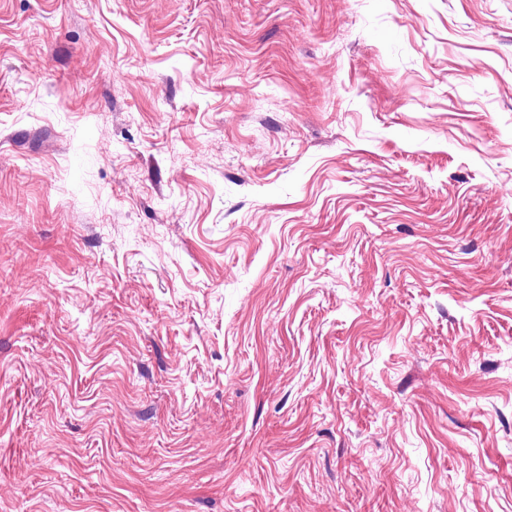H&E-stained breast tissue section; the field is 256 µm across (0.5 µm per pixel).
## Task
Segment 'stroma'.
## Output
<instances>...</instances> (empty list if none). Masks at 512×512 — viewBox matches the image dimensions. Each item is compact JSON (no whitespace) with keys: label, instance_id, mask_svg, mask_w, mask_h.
<instances>
[{"label":"stroma","instance_id":"stroma-1","mask_svg":"<svg viewBox=\"0 0 512 512\" xmlns=\"http://www.w3.org/2000/svg\"><path fill=\"white\" fill-rule=\"evenodd\" d=\"M0 512H512V0H0Z\"/></svg>","mask_w":512,"mask_h":512}]
</instances>
